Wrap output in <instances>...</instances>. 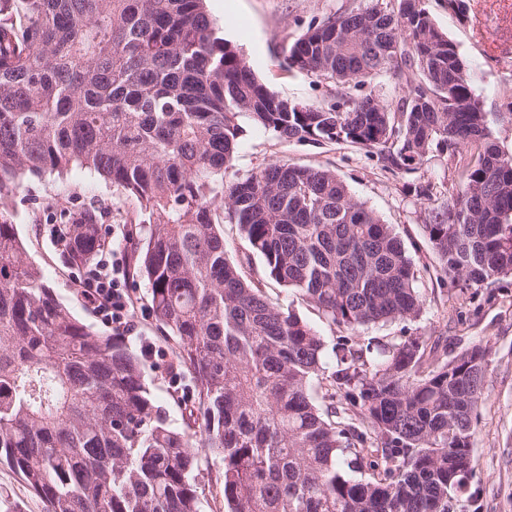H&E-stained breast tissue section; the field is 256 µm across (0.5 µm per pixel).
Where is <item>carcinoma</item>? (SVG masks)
Here are the masks:
<instances>
[{"mask_svg": "<svg viewBox=\"0 0 512 512\" xmlns=\"http://www.w3.org/2000/svg\"><path fill=\"white\" fill-rule=\"evenodd\" d=\"M283 63L403 96L292 103L220 36L205 0H0V463L46 512H202L200 456L220 462L228 512H470L488 344L454 356L421 336L362 344L350 332L416 319L417 270L389 224L322 166L269 162L226 175L247 117L278 137L380 150L417 172L438 153L465 176L425 225L441 280L512 275V154L424 0H372L313 20ZM81 167L128 217L130 271L193 384L174 425L140 354L78 321L43 282L12 215L24 178ZM96 206L60 210L62 263L112 241ZM238 227L266 273L337 337L273 302L224 244ZM354 94H369L379 97L381 100H391L402 95L400 86L391 77H381L374 80H367L359 90H352Z\"/></svg>", "mask_w": 512, "mask_h": 512, "instance_id": "carcinoma-1", "label": "carcinoma"}]
</instances>
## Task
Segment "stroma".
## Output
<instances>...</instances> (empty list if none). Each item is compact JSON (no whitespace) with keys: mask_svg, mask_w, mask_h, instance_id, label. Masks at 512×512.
Here are the masks:
<instances>
[{"mask_svg":"<svg viewBox=\"0 0 512 512\" xmlns=\"http://www.w3.org/2000/svg\"><path fill=\"white\" fill-rule=\"evenodd\" d=\"M368 3L369 0H206L221 36L238 48L271 91L292 102L323 106L337 102L334 85L285 70L280 49L302 34L312 19ZM426 7L468 70L472 88L488 116L492 140L502 151L512 153V0H464L460 7L448 0H426ZM240 125L234 160L238 175L273 160L329 168L384 223L393 226L412 257L426 298L422 317L362 330L361 339L376 336L398 341L422 336L433 341L441 337L452 353L480 341L489 343V371L484 399L477 409L473 445L476 467L470 489L480 512H512V276L489 288L441 284L435 270L437 260L424 230L430 209L450 201L455 194L462 181L459 167L447 156H435L409 176L385 168L378 151L371 148L283 140L245 118ZM412 182L432 184V199L410 192L408 185ZM64 189L69 192V207H101L103 224L108 228L124 223L134 205L111 183L81 168L73 169L63 184L50 175L25 178L15 197L13 220L31 259L42 268L47 285L74 317L107 334L110 326L97 318L81 296L74 283L75 269L60 262L50 236L51 225L59 221L58 199ZM262 283L271 299L293 309L326 339L339 335L338 327L322 322L317 312L293 291L267 277ZM129 286L136 308L134 330L126 334L125 340L135 349L145 339L156 345L158 356L145 363L147 380L169 419L181 424L184 401L168 373L174 353L158 328L146 285L134 279ZM0 512H45L40 498L5 464L0 465Z\"/></svg>","mask_w":512,"mask_h":512,"instance_id":"1","label":"stroma"}]
</instances>
